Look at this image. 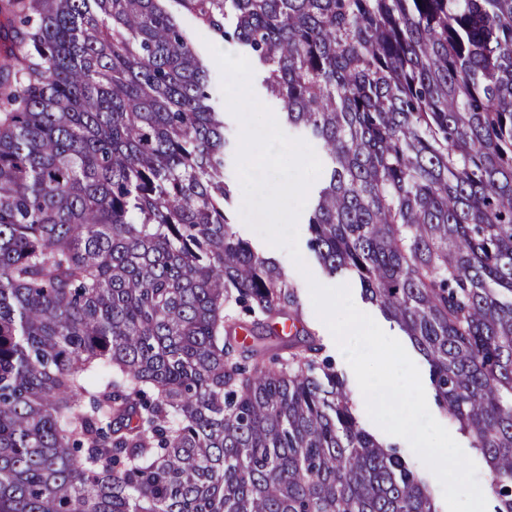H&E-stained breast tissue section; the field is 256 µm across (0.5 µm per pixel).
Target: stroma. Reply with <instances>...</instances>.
<instances>
[{
    "label": "stroma",
    "instance_id": "obj_1",
    "mask_svg": "<svg viewBox=\"0 0 512 512\" xmlns=\"http://www.w3.org/2000/svg\"><path fill=\"white\" fill-rule=\"evenodd\" d=\"M166 7L173 15L176 22L186 29L194 44L195 51L209 73V92L211 95V104L216 111L224 115V135L231 142H238L240 134V123L232 114L226 113L224 106V97L222 93V84L224 80L223 73L208 49V45L214 42L215 37L197 23L189 13L176 4L175 0H167ZM232 221L234 229L239 236L248 240L255 251L264 256L273 258L288 274L289 281L294 284L300 296L303 313L309 327L320 337L325 348V352L336 360V369L343 376L347 383L350 396L354 403L355 413L364 428L374 434L380 441L385 443L399 444L402 453L410 464L412 469L418 473L420 478L427 485L430 493L436 503H443L444 498L441 486L434 474L425 466V464L414 454L407 441L396 440L395 436L385 433L377 424H375L366 412L365 401L358 387L355 375L347 363L343 353L336 345L333 336L326 325L317 316L313 306L310 291L309 280H316L325 286L348 285L355 305L363 312L369 314L379 326L389 335L400 339L402 345L407 348V353L417 365L421 376H428L429 367L421 354L410 345L409 338H406L404 332L396 322L389 319L376 305L367 300L363 294L359 281L349 275L343 274L336 277L328 276L313 254L307 248L308 226L306 222H299V242L300 253L304 259L309 272L301 274L295 266L290 255L286 250L275 248L268 245L262 237L252 230L243 221L240 213H233Z\"/></svg>",
    "mask_w": 512,
    "mask_h": 512
}]
</instances>
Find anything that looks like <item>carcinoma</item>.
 <instances>
[{
	"mask_svg": "<svg viewBox=\"0 0 512 512\" xmlns=\"http://www.w3.org/2000/svg\"><path fill=\"white\" fill-rule=\"evenodd\" d=\"M163 2L0 0V512H439L234 231ZM175 2L315 141L309 249L410 338L512 512V0Z\"/></svg>",
	"mask_w": 512,
	"mask_h": 512,
	"instance_id": "obj_1",
	"label": "carcinoma"
}]
</instances>
